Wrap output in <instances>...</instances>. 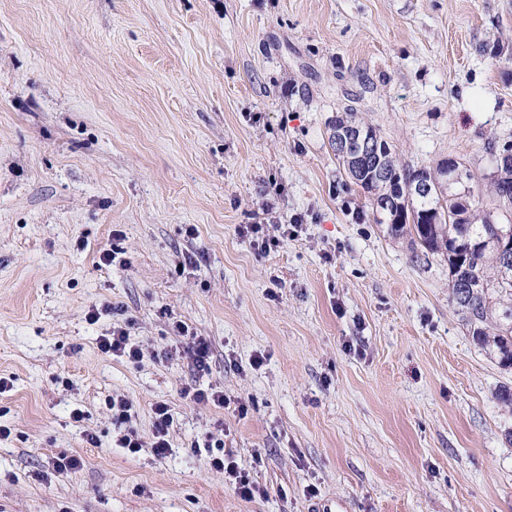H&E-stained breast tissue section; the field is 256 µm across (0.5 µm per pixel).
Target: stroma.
I'll return each mask as SVG.
<instances>
[{
  "label": "stroma",
  "mask_w": 512,
  "mask_h": 512,
  "mask_svg": "<svg viewBox=\"0 0 512 512\" xmlns=\"http://www.w3.org/2000/svg\"><path fill=\"white\" fill-rule=\"evenodd\" d=\"M497 44L512 0H0V512H512V368L329 140L352 111L403 165L484 177L512 143ZM119 326L139 362L99 349ZM206 431L266 496L210 468ZM184 353L190 358L194 369L198 373H205L210 367L211 350L208 341L204 338L192 336L191 341L186 343ZM183 395L195 404L213 405L219 408L227 404L224 392L210 386L205 389L195 384L184 388ZM154 413V438L152 448L157 458H164L169 450L167 439L172 416L168 404L157 402L153 408Z\"/></svg>",
  "instance_id": "1"
}]
</instances>
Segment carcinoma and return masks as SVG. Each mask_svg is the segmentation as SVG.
<instances>
[{
	"mask_svg": "<svg viewBox=\"0 0 512 512\" xmlns=\"http://www.w3.org/2000/svg\"><path fill=\"white\" fill-rule=\"evenodd\" d=\"M357 127L376 140L386 174L377 166H356L355 154L343 153L330 140L349 183L364 194L377 224L400 238L412 236L425 250L448 260L451 282L468 284L467 294L451 291L450 300L469 335L504 368H512V267L491 247L472 248L473 243L512 237V164L494 170L487 186L494 207L483 208L475 199L474 174L453 183L430 198L406 197L413 182L436 178L442 163L433 168L410 169L399 164L396 154L376 129L347 112L336 117L333 134Z\"/></svg>",
	"mask_w": 512,
	"mask_h": 512,
	"instance_id": "1",
	"label": "carcinoma"
}]
</instances>
